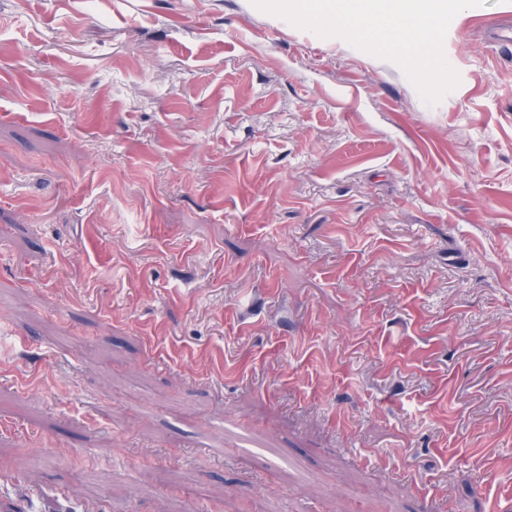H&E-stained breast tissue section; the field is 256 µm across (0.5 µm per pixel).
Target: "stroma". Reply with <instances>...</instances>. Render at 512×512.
<instances>
[{"instance_id":"35a3bbf8","label":"stroma","mask_w":512,"mask_h":512,"mask_svg":"<svg viewBox=\"0 0 512 512\" xmlns=\"http://www.w3.org/2000/svg\"><path fill=\"white\" fill-rule=\"evenodd\" d=\"M509 21L430 106L251 0H0V500L512 512Z\"/></svg>"}]
</instances>
